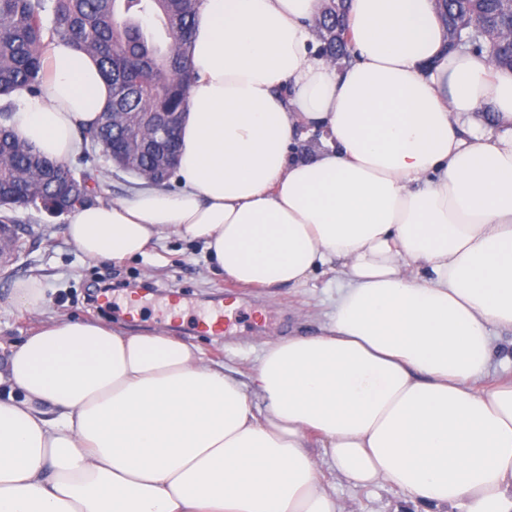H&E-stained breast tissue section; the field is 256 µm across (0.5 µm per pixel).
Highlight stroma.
Instances as JSON below:
<instances>
[{
  "label": "stroma",
  "instance_id": "obj_1",
  "mask_svg": "<svg viewBox=\"0 0 512 512\" xmlns=\"http://www.w3.org/2000/svg\"><path fill=\"white\" fill-rule=\"evenodd\" d=\"M99 199L128 195L141 183L117 171L101 151H94ZM32 227L21 238L16 259L0 266V299L18 281L35 277L46 289L49 312L73 319H104L132 331L162 326L178 293L181 317L173 332L201 346L208 359L247 380L258 365L266 342L312 336L327 325L334 311L337 283L321 272L310 281L276 289L249 288L215 272L195 241L170 235L152 243L145 255L113 263L83 256L69 239L67 215L56 217L34 209L18 210ZM236 299L238 313L224 335L197 333L198 316L222 309L225 297ZM41 316L0 309V370L12 344L39 327ZM322 479L336 485L337 499L351 512H427V504L402 496L390 486L355 487L335 482L330 471Z\"/></svg>",
  "mask_w": 512,
  "mask_h": 512
}]
</instances>
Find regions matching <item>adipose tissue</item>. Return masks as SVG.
Masks as SVG:
<instances>
[{
  "instance_id": "obj_1",
  "label": "adipose tissue",
  "mask_w": 512,
  "mask_h": 512,
  "mask_svg": "<svg viewBox=\"0 0 512 512\" xmlns=\"http://www.w3.org/2000/svg\"><path fill=\"white\" fill-rule=\"evenodd\" d=\"M320 4L202 0L179 189L75 210L67 235L117 263L197 240L261 288L336 268L331 323L267 343L243 383L169 332L44 320L0 371V512H343L326 466L512 512V379L486 382L512 328V71L446 52L434 0H348L335 67L312 56ZM41 87L15 131L64 163L111 86L56 42Z\"/></svg>"
}]
</instances>
